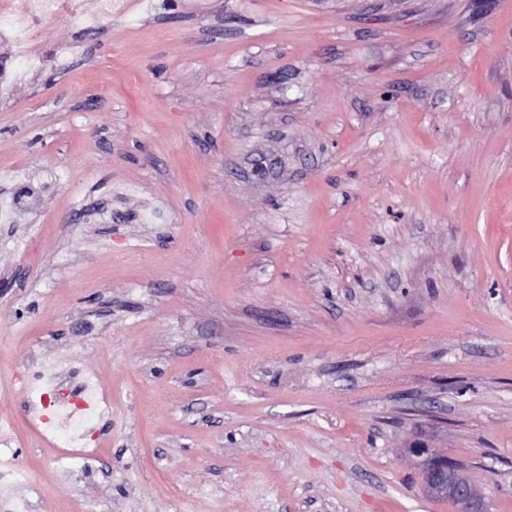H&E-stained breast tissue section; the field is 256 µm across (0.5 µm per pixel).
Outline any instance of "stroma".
I'll use <instances>...</instances> for the list:
<instances>
[{
	"mask_svg": "<svg viewBox=\"0 0 512 512\" xmlns=\"http://www.w3.org/2000/svg\"><path fill=\"white\" fill-rule=\"evenodd\" d=\"M152 2L0 85V512H512V0ZM16 380L28 394L30 405L35 410V419L43 427L41 432L44 437L46 433L52 436L59 433L63 419H69L70 423H83L106 411V404L92 378H85L80 390L74 392L61 378L37 364H31L16 376ZM75 415H78V420H74ZM9 425L0 423V487L10 488L24 479L23 471L14 465L13 443L8 436ZM448 462L437 463L426 471L422 483L424 492L438 499L451 496L456 504L448 500L457 505V512H487L485 499L476 484Z\"/></svg>",
	"mask_w": 512,
	"mask_h": 512,
	"instance_id": "stroma-1",
	"label": "stroma"
}]
</instances>
